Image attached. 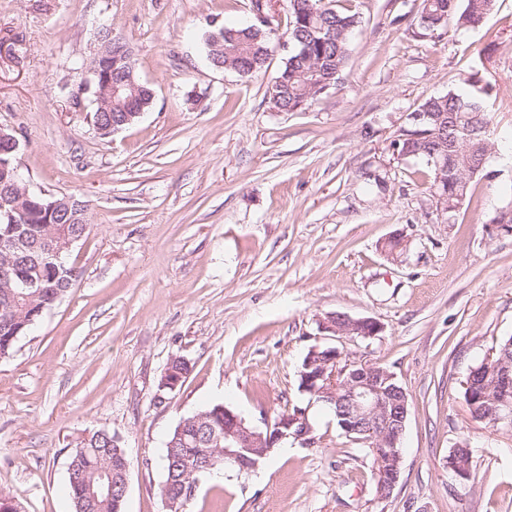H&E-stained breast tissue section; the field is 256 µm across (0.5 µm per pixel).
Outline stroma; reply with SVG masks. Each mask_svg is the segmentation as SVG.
I'll list each match as a JSON object with an SVG mask.
<instances>
[{
	"mask_svg": "<svg viewBox=\"0 0 512 512\" xmlns=\"http://www.w3.org/2000/svg\"><path fill=\"white\" fill-rule=\"evenodd\" d=\"M421 0H335L359 11L350 58L307 109L280 112L285 0L264 70L207 58L212 23L250 24L251 0H0V126L20 142L32 192L88 205L89 233L67 257V295L0 359V491L20 512H72L69 456L98 430L131 463L124 512H165L168 433L221 403L262 427L310 407L318 443L288 442L253 471L200 479L184 512H512V431L474 418L462 382L512 337V0L482 27L420 35ZM126 42L154 91L136 122L102 137L78 95L100 24ZM493 86L498 147L454 223L428 192L429 169L391 142L426 98L471 69ZM405 247L385 249L392 237ZM343 312L384 326L335 340L343 358L386 367L407 392L400 479L378 497L371 457L299 389ZM192 370L159 383L171 356ZM470 447L459 480L446 457Z\"/></svg>",
	"mask_w": 512,
	"mask_h": 512,
	"instance_id": "35a3bbf8",
	"label": "stroma"
}]
</instances>
